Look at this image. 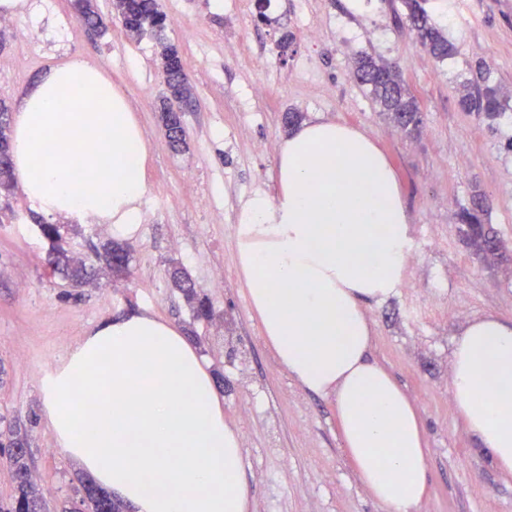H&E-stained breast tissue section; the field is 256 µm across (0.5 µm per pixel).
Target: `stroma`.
Segmentation results:
<instances>
[{"label": "stroma", "instance_id": "stroma-1", "mask_svg": "<svg viewBox=\"0 0 512 512\" xmlns=\"http://www.w3.org/2000/svg\"><path fill=\"white\" fill-rule=\"evenodd\" d=\"M238 2L159 0L163 38L178 46L195 94L178 153L159 120L165 85L154 33L130 39L117 20L92 31L74 0H25L15 27L0 28L8 112L52 67L80 57L126 94L149 150L143 221L124 243L129 267H100L82 286L51 272L39 230L46 218L20 187L0 193V432L26 426L50 507L78 497L82 477L41 414L40 379L89 328L148 307L182 328L224 379L250 512H381L342 449L333 403L302 391L276 364L238 276L241 205L258 192L275 195L282 117L296 110L364 131L402 187L411 224L404 284L366 316L375 359L424 421L429 492L417 512H512V476L480 453L450 387L459 327L487 313L512 317V118L460 105L465 82L512 91V5L425 0L458 48L439 61L403 23V0H269L265 24ZM365 53L400 65L422 110L417 133L394 128L357 84L353 61ZM477 201L484 232L504 245L498 254L474 246L460 221ZM60 226L74 257L112 240L104 224ZM176 269L210 300L213 320H194L172 284Z\"/></svg>", "mask_w": 512, "mask_h": 512}]
</instances>
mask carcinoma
Returning a JSON list of instances; mask_svg holds the SVG:
<instances>
[{
    "label": "carcinoma",
    "instance_id": "obj_1",
    "mask_svg": "<svg viewBox=\"0 0 512 512\" xmlns=\"http://www.w3.org/2000/svg\"><path fill=\"white\" fill-rule=\"evenodd\" d=\"M406 5L408 19L420 44L439 61L453 56L456 52L455 45L432 21L418 0H406ZM75 7L89 28L96 30L106 26L95 0H76ZM112 9L127 35L132 38H139L149 30L161 31L165 27L166 15L158 0H112ZM159 60L169 92L167 102L161 108V122L165 127L175 120L172 115L173 102L188 101L191 87L183 74L182 59L177 46L161 43ZM353 71L357 82L366 88L380 111L386 113L401 131L412 134L419 130L421 118L418 101L398 65L379 56L362 54L355 58ZM460 103L468 112H484L490 116L501 115L504 110L501 91L490 86L475 91L463 87ZM461 220L468 225L473 244L482 251L486 250L489 237L482 232L478 215L466 209ZM41 230L43 236L50 241L51 251L55 255L51 263L52 270L62 273L76 285L91 278L94 264L86 259L68 261L66 250L60 244L62 236L58 225L43 224ZM172 279L190 305L193 316L198 320L209 319L212 313L211 302L198 296L195 289L191 288V283L181 279L179 270H174ZM26 443L27 433L19 425L11 426L8 435L0 440V458L5 459L8 464L14 482L13 494L8 500L0 501V512H46L47 502L33 478L31 453L23 448ZM78 505L87 509V512H124L123 505L113 501L89 482L83 484V496Z\"/></svg>",
    "mask_w": 512,
    "mask_h": 512
}]
</instances>
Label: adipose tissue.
Here are the masks:
<instances>
[{"mask_svg": "<svg viewBox=\"0 0 512 512\" xmlns=\"http://www.w3.org/2000/svg\"><path fill=\"white\" fill-rule=\"evenodd\" d=\"M13 173L50 218L133 238L148 146L98 66L53 67L22 97ZM275 195L242 207L237 268L275 362L330 399L343 448L383 512L428 493L416 407L373 356L364 309L397 293L410 247L396 176L363 131L312 120L279 147ZM451 389L467 431L512 475V318L486 314L454 341ZM56 446L132 512H249L244 450L209 365L183 331L139 308L91 327L40 381Z\"/></svg>", "mask_w": 512, "mask_h": 512, "instance_id": "obj_1", "label": "adipose tissue"}]
</instances>
